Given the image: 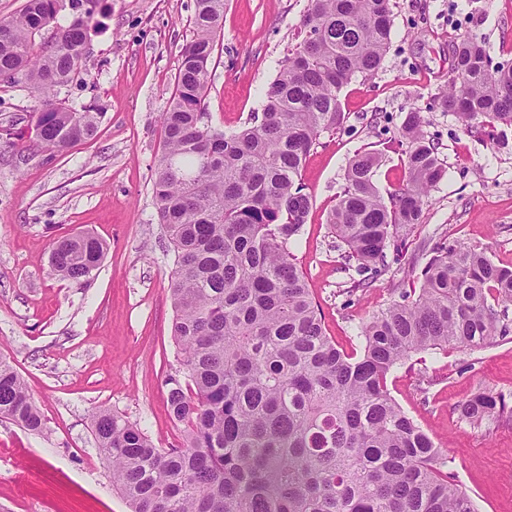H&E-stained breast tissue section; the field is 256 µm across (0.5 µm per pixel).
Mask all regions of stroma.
I'll return each instance as SVG.
<instances>
[{
	"label": "stroma",
	"mask_w": 512,
	"mask_h": 512,
	"mask_svg": "<svg viewBox=\"0 0 512 512\" xmlns=\"http://www.w3.org/2000/svg\"><path fill=\"white\" fill-rule=\"evenodd\" d=\"M307 0H227L209 65L206 120L229 131L261 111L264 92L297 34ZM390 49L381 68L340 95L347 119L321 134L302 183L308 220L291 250L345 351L358 329L399 292L421 284L420 243L458 240L512 266V126L465 130L433 108L451 74L452 45L481 41L493 63L512 64V0H392ZM69 104L104 117L94 139L63 153L26 128L28 92L0 81V356L12 361L45 418L33 433L0 417V512H129L100 455L92 417L108 409L161 448L179 444L165 379L174 363L169 280L173 253L153 198V167L181 50L193 37L194 0H102ZM418 106L446 174L400 261L346 298L350 274L328 223L349 160L381 150V191L404 179L393 140ZM91 232L108 245L87 282L59 279L49 256L61 239ZM391 396L437 447L477 512H512V420L474 428L456 406L483 390L512 396V335L474 350L413 356L387 379Z\"/></svg>",
	"instance_id": "35a3bbf8"
}]
</instances>
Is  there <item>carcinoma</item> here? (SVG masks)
I'll use <instances>...</instances> for the list:
<instances>
[{
    "label": "carcinoma",
    "mask_w": 512,
    "mask_h": 512,
    "mask_svg": "<svg viewBox=\"0 0 512 512\" xmlns=\"http://www.w3.org/2000/svg\"><path fill=\"white\" fill-rule=\"evenodd\" d=\"M100 0H26L0 19V80L30 90L36 140L59 153L97 135L100 113L60 99L82 70ZM79 12L58 23L66 6ZM225 0H195L193 39L181 51L161 113L164 140L153 171L160 223L174 251L169 292L176 366L165 380L182 442L159 448L138 425L101 410L93 433L130 512H476L444 471L447 451L391 397L387 375L412 355L476 349L512 333V268L485 248L441 242L413 294L361 325V350L326 335L290 245L311 207L302 171L321 133L344 122L340 93L380 68L391 43L392 0H307L301 40L265 92L261 120L232 132L203 122L209 64ZM452 76L435 102L467 128L512 125V69L481 42L453 45ZM422 109L398 132L405 184L382 194L381 154L358 152L329 217L352 271L345 294L387 270L422 223L425 199L445 175ZM106 243L87 234L54 245L63 280L88 277ZM480 427L507 414L501 393L456 406ZM0 417L39 433L45 421L22 378L0 360Z\"/></svg>",
    "instance_id": "1"
}]
</instances>
